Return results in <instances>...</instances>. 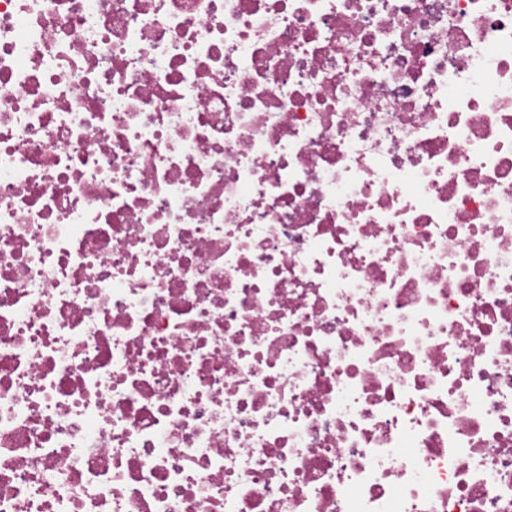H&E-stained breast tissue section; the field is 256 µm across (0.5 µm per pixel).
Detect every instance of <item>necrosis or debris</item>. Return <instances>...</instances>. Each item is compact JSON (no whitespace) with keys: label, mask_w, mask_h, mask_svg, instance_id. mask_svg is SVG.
I'll return each instance as SVG.
<instances>
[{"label":"necrosis or debris","mask_w":512,"mask_h":512,"mask_svg":"<svg viewBox=\"0 0 512 512\" xmlns=\"http://www.w3.org/2000/svg\"><path fill=\"white\" fill-rule=\"evenodd\" d=\"M0 512H512V0H0Z\"/></svg>","instance_id":"obj_1"}]
</instances>
